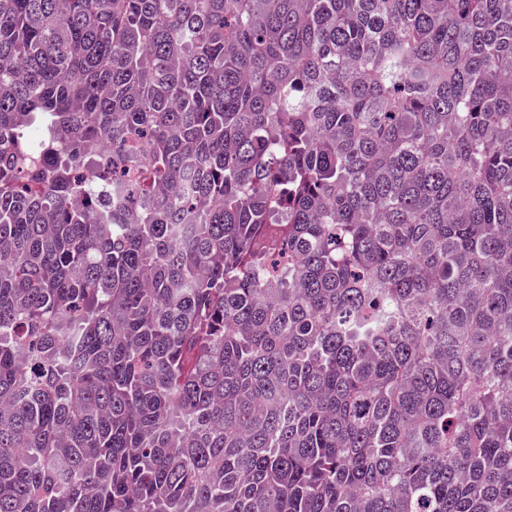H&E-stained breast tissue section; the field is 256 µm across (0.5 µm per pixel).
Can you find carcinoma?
I'll use <instances>...</instances> for the list:
<instances>
[{
  "label": "carcinoma",
  "instance_id": "obj_1",
  "mask_svg": "<svg viewBox=\"0 0 512 512\" xmlns=\"http://www.w3.org/2000/svg\"><path fill=\"white\" fill-rule=\"evenodd\" d=\"M0 512H512V0H0Z\"/></svg>",
  "mask_w": 512,
  "mask_h": 512
}]
</instances>
